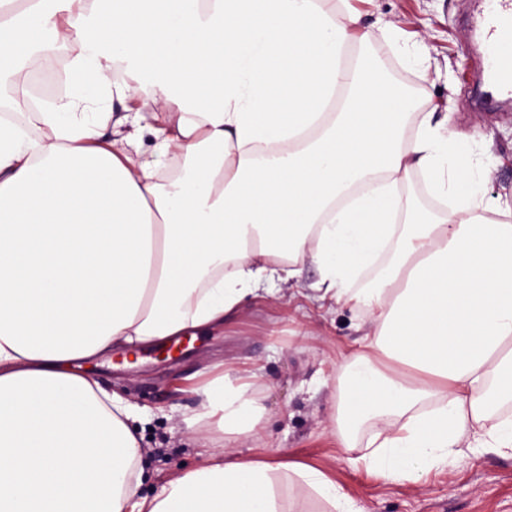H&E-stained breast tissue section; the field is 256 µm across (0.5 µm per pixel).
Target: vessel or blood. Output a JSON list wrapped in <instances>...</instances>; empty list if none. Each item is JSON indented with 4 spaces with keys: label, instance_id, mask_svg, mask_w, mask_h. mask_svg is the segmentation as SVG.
Masks as SVG:
<instances>
[{
    "label": "vessel or blood",
    "instance_id": "obj_1",
    "mask_svg": "<svg viewBox=\"0 0 512 512\" xmlns=\"http://www.w3.org/2000/svg\"><path fill=\"white\" fill-rule=\"evenodd\" d=\"M472 30L485 52L489 85L499 101L512 102V0H483Z\"/></svg>",
    "mask_w": 512,
    "mask_h": 512
}]
</instances>
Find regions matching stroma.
Returning <instances> with one entry per match:
<instances>
[{"mask_svg":"<svg viewBox=\"0 0 512 512\" xmlns=\"http://www.w3.org/2000/svg\"><path fill=\"white\" fill-rule=\"evenodd\" d=\"M361 20L360 41L348 48L350 60L381 59L388 77L414 89V111L447 122L448 134L465 157L483 172L480 192L488 217L512 207V104L476 108L469 89L481 78V52L460 20L479 0H351ZM389 22L390 39L379 27ZM425 45L430 61L421 67L415 49ZM318 278L303 266L297 285L282 299L246 303L224 327L196 339L182 338L176 358L158 350L127 348L111 363L84 365L95 378L130 405L143 448V493L197 467L199 448L185 421L199 408L192 376L213 364L250 369L264 391L267 423L253 454L283 449L289 460L327 472L362 512H512V458L493 452H465L448 468L419 483H388L351 467L331 431L341 356L356 350L369 326L362 313L346 306L318 307L307 297Z\"/></svg>","mask_w":512,"mask_h":512,"instance_id":"obj_1","label":"stroma"}]
</instances>
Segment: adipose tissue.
Here are the masks:
<instances>
[{
  "instance_id": "adipose-tissue-1",
  "label": "adipose tissue",
  "mask_w": 512,
  "mask_h": 512,
  "mask_svg": "<svg viewBox=\"0 0 512 512\" xmlns=\"http://www.w3.org/2000/svg\"><path fill=\"white\" fill-rule=\"evenodd\" d=\"M357 23L350 0H0V80L67 42L80 89L40 133L0 117V512H299L291 484L360 512L320 468L238 454L264 429L255 372L196 387L205 460L149 495L129 404L71 370L220 327L308 263L314 302L370 323L331 418L350 465L416 483L466 450L512 456V417H490L512 403V223L446 126L344 62ZM87 90L137 120L149 94L148 156ZM415 171L449 208L400 192Z\"/></svg>"
}]
</instances>
